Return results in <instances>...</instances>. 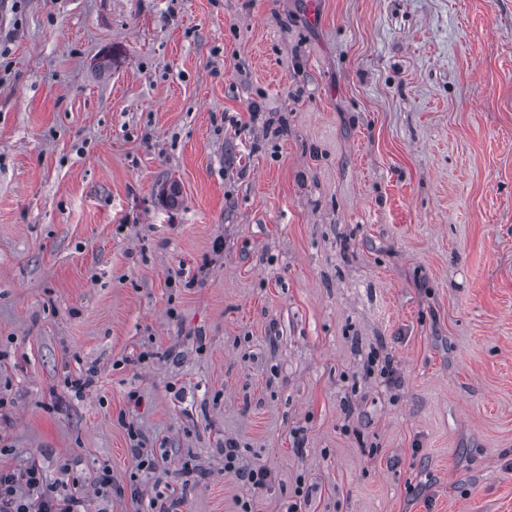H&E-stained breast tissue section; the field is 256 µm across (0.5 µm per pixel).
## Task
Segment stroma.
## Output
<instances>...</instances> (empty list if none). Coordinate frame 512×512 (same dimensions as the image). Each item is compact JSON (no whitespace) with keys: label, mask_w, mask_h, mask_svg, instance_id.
<instances>
[{"label":"stroma","mask_w":512,"mask_h":512,"mask_svg":"<svg viewBox=\"0 0 512 512\" xmlns=\"http://www.w3.org/2000/svg\"><path fill=\"white\" fill-rule=\"evenodd\" d=\"M1 396L87 512H512V0H0ZM128 437L130 440V451L132 456L137 461V467L141 470H154L156 469V461L152 455H149L148 452H144L143 448V440L141 439V435L137 432L133 427L129 428ZM239 450L237 444L232 439L224 440V470L225 472H233L241 474L246 478L254 488L265 489L271 482V473L264 467L259 466L248 471L241 472L238 464ZM172 489V491H171ZM166 490L169 492H159L153 498L149 499L146 508H141V497L137 488H130L131 501L136 503L138 509L137 512H175L176 500L173 498L174 489L168 484Z\"/></svg>","instance_id":"35a3bbf8"}]
</instances>
